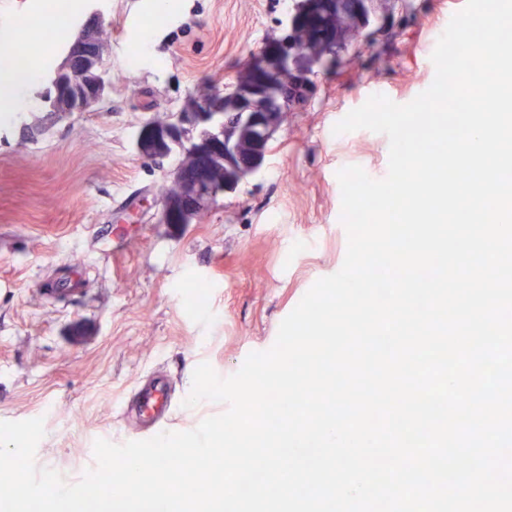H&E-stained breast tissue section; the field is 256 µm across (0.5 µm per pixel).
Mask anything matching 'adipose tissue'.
I'll return each instance as SVG.
<instances>
[{"label": "adipose tissue", "instance_id": "1", "mask_svg": "<svg viewBox=\"0 0 512 512\" xmlns=\"http://www.w3.org/2000/svg\"><path fill=\"white\" fill-rule=\"evenodd\" d=\"M42 75L41 62L31 53L0 55V118L32 107L31 92Z\"/></svg>", "mask_w": 512, "mask_h": 512}]
</instances>
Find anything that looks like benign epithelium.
<instances>
[{
    "label": "benign epithelium",
    "instance_id": "1",
    "mask_svg": "<svg viewBox=\"0 0 512 512\" xmlns=\"http://www.w3.org/2000/svg\"><path fill=\"white\" fill-rule=\"evenodd\" d=\"M382 0H299L288 34L256 55L219 95L192 96L168 121L141 131L136 146L147 156L176 153L196 170L177 166L165 196V224H187L211 199L261 166L266 147L287 112L306 102L316 70L347 48ZM103 18L90 17L70 43L66 62L48 82L46 112H90L112 80L103 66Z\"/></svg>",
    "mask_w": 512,
    "mask_h": 512
}]
</instances>
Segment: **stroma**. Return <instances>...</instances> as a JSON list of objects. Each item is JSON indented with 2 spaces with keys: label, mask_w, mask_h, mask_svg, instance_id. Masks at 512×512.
Listing matches in <instances>:
<instances>
[{
  "label": "stroma",
  "mask_w": 512,
  "mask_h": 512,
  "mask_svg": "<svg viewBox=\"0 0 512 512\" xmlns=\"http://www.w3.org/2000/svg\"><path fill=\"white\" fill-rule=\"evenodd\" d=\"M50 0H0V28H46ZM67 26L100 12L112 88L91 112H19L0 126V421L43 418L35 464L66 482L95 468V440L148 436L119 402L167 376L183 432L226 403L183 402L202 363L227 377L274 344L281 321L342 266L337 173H388L389 139L333 127L375 94L403 105L432 84L431 54L466 0H383L379 16L287 113L260 171L189 224L159 221L158 185L178 157L133 137L189 96L233 83L282 35L293 0H66ZM150 55L131 59L143 32ZM80 265H72L73 255Z\"/></svg>",
  "instance_id": "35a3bbf8"
}]
</instances>
